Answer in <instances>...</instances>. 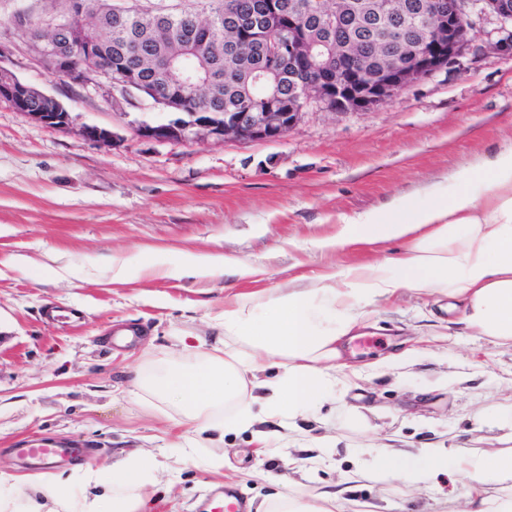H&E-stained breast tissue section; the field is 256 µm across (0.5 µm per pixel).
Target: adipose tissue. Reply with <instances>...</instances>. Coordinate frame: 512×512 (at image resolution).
Returning <instances> with one entry per match:
<instances>
[{"instance_id": "ef3b65f1", "label": "adipose tissue", "mask_w": 512, "mask_h": 512, "mask_svg": "<svg viewBox=\"0 0 512 512\" xmlns=\"http://www.w3.org/2000/svg\"><path fill=\"white\" fill-rule=\"evenodd\" d=\"M464 179L468 189L453 195L437 194L426 204L401 197L390 212L346 222L333 248L396 243L375 262L336 268L316 283L234 295L217 319L223 331L217 345L138 366L136 396L164 405L179 424L192 427L195 438L184 455L217 470L224 465L216 446L225 426L246 430L263 418L292 421L341 392L345 382L336 369L342 340L366 321L369 307L398 291L457 300L460 324L512 346V146ZM180 270L209 279L253 272L221 255L185 256ZM157 469L156 461L135 455L108 474L75 470L69 496L50 482L38 490L56 512H146ZM438 470L469 480L455 512H512V448H422L410 459L391 448H369L355 472L341 475L335 490L319 499L339 512L355 479L377 481L396 472L418 487ZM487 474L503 484L504 495H487L480 481ZM92 484L112 492L86 493Z\"/></svg>"}]
</instances>
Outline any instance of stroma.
Returning <instances> with one entry per match:
<instances>
[{
  "label": "stroma",
  "instance_id": "1",
  "mask_svg": "<svg viewBox=\"0 0 512 512\" xmlns=\"http://www.w3.org/2000/svg\"><path fill=\"white\" fill-rule=\"evenodd\" d=\"M43 5L0 0V66L54 96L74 124L46 127L0 101V471L13 478L19 512L49 476L69 488L57 467H23L12 453L23 439L84 442L92 449L86 466L98 469L131 454L156 456L166 467L151 512H207V499L225 485L256 512L288 492L310 501L334 489L341 472L354 470L359 448H485L512 435L474 420L512 402V348L407 294L375 306L367 330L376 347L346 344L345 362L362 373L342 396L289 427L268 420L225 430L220 471L182 458L192 429L132 392L143 360L214 342L212 318L225 298L376 259L373 245L319 248L343 219L387 210L405 195L423 201L434 189L465 190L457 173L512 144V51L495 47L512 29L471 12L477 37L453 63L371 111L311 109L272 142L159 143L135 127L167 120L165 111L113 99L107 85L64 82L41 66L15 16ZM85 124L112 130L114 142L82 138ZM156 252L171 276L112 282L109 261ZM47 253L74 266L75 278L42 265ZM186 253H219L259 273L191 278L177 271ZM18 255L31 264L2 267ZM410 346L423 351L412 365L382 366ZM262 432L278 436L277 451L262 447ZM466 483L439 471L414 489L392 475L353 496L379 512H450Z\"/></svg>",
  "mask_w": 512,
  "mask_h": 512
}]
</instances>
